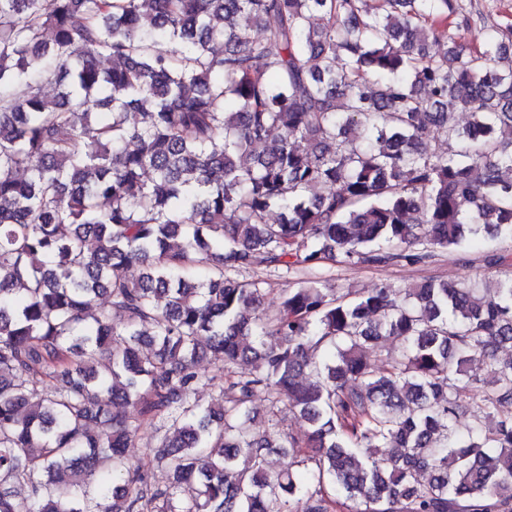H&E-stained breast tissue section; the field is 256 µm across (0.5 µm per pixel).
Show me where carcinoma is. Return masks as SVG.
<instances>
[{
  "label": "carcinoma",
  "instance_id": "obj_1",
  "mask_svg": "<svg viewBox=\"0 0 512 512\" xmlns=\"http://www.w3.org/2000/svg\"><path fill=\"white\" fill-rule=\"evenodd\" d=\"M455 13L0 0V512H512V273L354 297L312 276L512 242V26L472 51ZM258 265L297 277L270 316L264 280L228 276ZM259 398L309 430L253 431ZM157 422L163 489L125 454Z\"/></svg>",
  "mask_w": 512,
  "mask_h": 512
}]
</instances>
